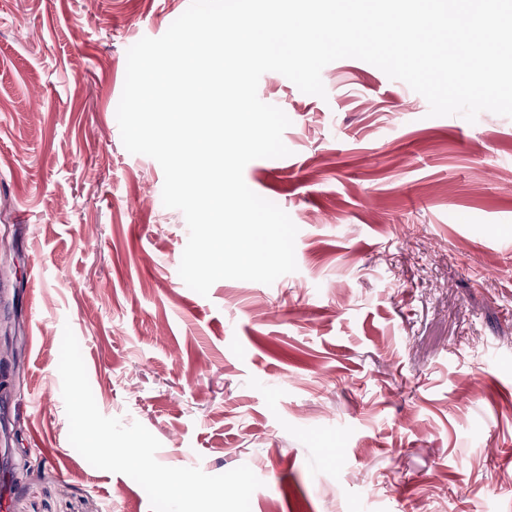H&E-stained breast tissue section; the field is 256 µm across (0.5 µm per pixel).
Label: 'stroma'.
Wrapping results in <instances>:
<instances>
[{
	"label": "stroma",
	"mask_w": 512,
	"mask_h": 512,
	"mask_svg": "<svg viewBox=\"0 0 512 512\" xmlns=\"http://www.w3.org/2000/svg\"><path fill=\"white\" fill-rule=\"evenodd\" d=\"M189 4L0 0L7 512H151L68 440L67 326L100 412L164 465H248L251 512H512V117L429 116L354 58L324 67L323 99L265 73L290 154L243 176L297 226V270L201 296L163 171L116 120L128 48Z\"/></svg>",
	"instance_id": "35a3bbf8"
}]
</instances>
